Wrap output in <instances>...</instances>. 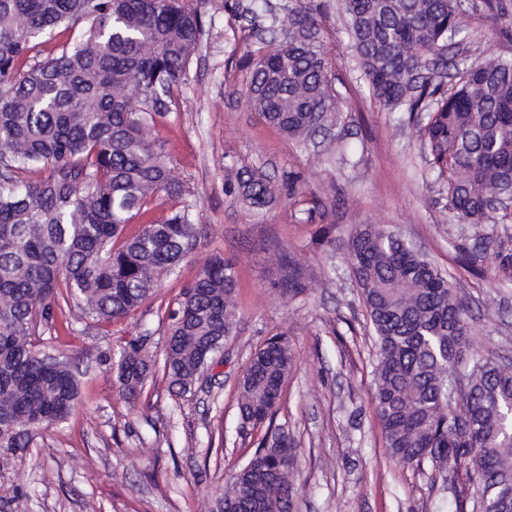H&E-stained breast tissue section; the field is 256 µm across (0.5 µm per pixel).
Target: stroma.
Listing matches in <instances>:
<instances>
[{
  "instance_id": "35a3bbf8",
  "label": "stroma",
  "mask_w": 512,
  "mask_h": 512,
  "mask_svg": "<svg viewBox=\"0 0 512 512\" xmlns=\"http://www.w3.org/2000/svg\"><path fill=\"white\" fill-rule=\"evenodd\" d=\"M196 2L212 24L171 112L149 131L190 191L196 246L176 275L110 332L75 319L71 330L34 337L38 349L76 358L80 394L66 420L29 448L0 457V512H210L216 492L265 434L240 424V381L253 354L282 333L293 366L274 422L288 429L295 448L290 512H459V497L472 490L465 469L403 464L386 451L373 390L376 348L344 244L356 224H385L410 240L463 299L474 347L512 359V285H499L487 262H461L462 250L484 241L512 253V224L449 218L441 187L422 175L420 138L361 80L339 0H312L337 110L304 142L249 107L250 70L240 63L262 47L267 25L287 26L288 0H268L276 15L258 23L224 0ZM461 21L473 57L512 53V39L494 37L499 23L483 10L466 9ZM237 166L270 177L277 199L269 209L250 212L225 194ZM295 176L306 197L320 200L322 215L311 220L302 212L290 190ZM325 224L336 227L335 245L319 241ZM281 253L311 274L299 295L279 286ZM215 255L236 271L235 326L207 382L179 395L160 366L168 325L158 309ZM145 333L155 366L129 402L107 357Z\"/></svg>"
}]
</instances>
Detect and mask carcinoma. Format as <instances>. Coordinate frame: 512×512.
<instances>
[{
	"instance_id": "1",
	"label": "carcinoma",
	"mask_w": 512,
	"mask_h": 512,
	"mask_svg": "<svg viewBox=\"0 0 512 512\" xmlns=\"http://www.w3.org/2000/svg\"><path fill=\"white\" fill-rule=\"evenodd\" d=\"M498 19L508 0H481ZM344 25L369 90L408 113L426 163L444 185V208L466 224L512 219L489 204L512 198V57L464 51L460 0H342ZM205 16L194 0H0V449L26 448L65 420L79 373L51 362L32 337L68 317L110 332L138 310L188 256L199 225L187 190L146 129L171 111L200 44ZM77 32L55 52L45 42ZM130 83L139 98L123 95ZM328 64L307 0L288 7V39L255 64L247 102L288 136L326 120ZM227 193L252 211L275 199L260 170L241 169ZM378 344L375 401L391 458L421 465L471 464L470 512H512V367L467 340V311L448 278L383 224H355L346 240ZM492 260L512 281V254ZM283 289L307 288V271L279 256ZM237 277L211 257L161 319L169 320L163 375L185 393L200 350L233 332ZM142 336L120 349L116 384L143 389ZM292 367L288 340L270 339L243 376L240 420H273ZM261 439L255 466L223 494L224 512H285L291 449Z\"/></svg>"
}]
</instances>
